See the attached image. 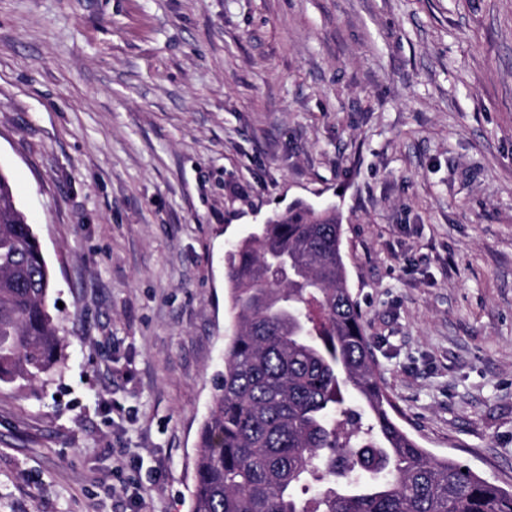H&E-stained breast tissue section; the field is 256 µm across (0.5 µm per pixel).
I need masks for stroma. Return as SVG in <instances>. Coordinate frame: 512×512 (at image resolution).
<instances>
[{
  "label": "stroma",
  "instance_id": "stroma-1",
  "mask_svg": "<svg viewBox=\"0 0 512 512\" xmlns=\"http://www.w3.org/2000/svg\"><path fill=\"white\" fill-rule=\"evenodd\" d=\"M0 169L62 355L0 512H190L225 254L298 200L404 428L512 489V0H0Z\"/></svg>",
  "mask_w": 512,
  "mask_h": 512
}]
</instances>
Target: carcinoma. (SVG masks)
Masks as SVG:
<instances>
[{"instance_id":"1","label":"carcinoma","mask_w":512,"mask_h":512,"mask_svg":"<svg viewBox=\"0 0 512 512\" xmlns=\"http://www.w3.org/2000/svg\"><path fill=\"white\" fill-rule=\"evenodd\" d=\"M51 282L0 171V383L57 365ZM224 284L234 331L198 435L191 512H512V492L401 425L336 210L302 202L268 217L228 250Z\"/></svg>"}]
</instances>
